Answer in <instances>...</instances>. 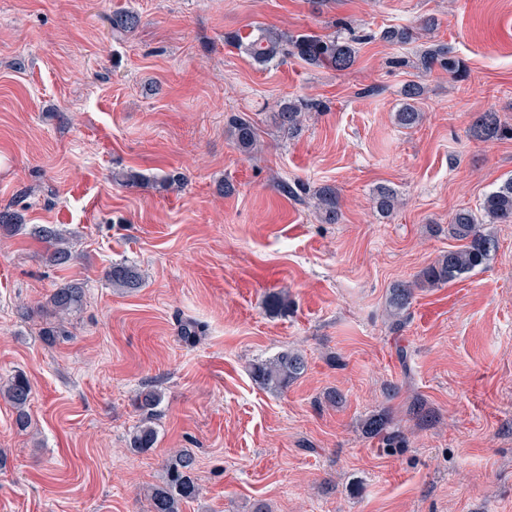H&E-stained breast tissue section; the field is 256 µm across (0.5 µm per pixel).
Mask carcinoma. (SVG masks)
Here are the masks:
<instances>
[{"label": "carcinoma", "instance_id": "carcinoma-1", "mask_svg": "<svg viewBox=\"0 0 512 512\" xmlns=\"http://www.w3.org/2000/svg\"><path fill=\"white\" fill-rule=\"evenodd\" d=\"M112 32L131 33L139 23L137 13L130 10L116 11L110 19ZM382 38L390 43L408 44L417 39V32L410 28L390 29L382 33ZM225 40L243 48L256 64L266 66L273 62L297 57L312 66H326L337 71L351 68L355 63L353 44L360 37L346 40L340 36L321 37L315 34L288 36L274 28H260L258 33L243 34L231 32ZM446 44H433L427 47L419 57L422 69L430 72L440 67L455 72L458 62L449 57ZM319 104L313 101L295 99L284 102L278 111L272 113L271 120L276 128L287 136L298 133L306 112L316 109ZM395 119L402 128H413L423 119L411 103L405 104ZM229 131L240 150L249 153L256 147L257 133L253 120L244 115H234L228 120ZM473 136L477 139H491L512 136V130L502 127L493 112L480 114L472 123ZM376 209L387 215L397 205L396 192L389 187L380 186L375 197ZM316 208L329 224H334L340 216L339 197L336 189L324 186L316 192ZM512 222V178L489 192L480 207V213L469 209L458 210L448 225V236L461 242L457 248L440 256L433 264L424 268L413 281H400L391 288L387 300V310L394 324L409 309L417 288H437L452 282L462 275L483 265L495 249V240L484 231V225ZM23 229L21 216L8 210L0 211V230L15 234ZM47 245L46 260L59 267L70 264L73 255L67 238L53 225L46 224L34 231ZM108 283L125 293L137 291L143 285L139 270L126 263H115L106 271ZM84 289L79 282H71L56 291L48 304L52 313L63 318L78 310L83 303ZM307 368L304 355L298 351L286 349L273 359L253 367L254 381L262 388L279 392L288 384L297 380ZM32 388L27 376L21 372L13 375L5 384L0 385V397L9 403L16 412V425L24 428L29 423L28 407ZM163 400V394L152 385L144 386L134 398L135 407L142 413L143 419L133 431L130 449L143 453L154 448L157 431L154 416ZM390 421L383 415H374L367 421L368 433L382 441L386 447H392L400 435L389 429ZM196 457L192 450L181 449L166 461L162 481L154 486L150 500L152 512H182L184 503L195 499L200 493L199 484L194 476Z\"/></svg>", "mask_w": 512, "mask_h": 512}]
</instances>
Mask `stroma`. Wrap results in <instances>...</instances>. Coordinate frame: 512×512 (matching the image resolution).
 Listing matches in <instances>:
<instances>
[{
	"mask_svg": "<svg viewBox=\"0 0 512 512\" xmlns=\"http://www.w3.org/2000/svg\"><path fill=\"white\" fill-rule=\"evenodd\" d=\"M127 7L138 27L113 34ZM426 17L419 41L381 38ZM341 21L362 37L345 71L262 67L224 41ZM425 43L459 72L419 68ZM411 84L423 120L404 129ZM302 98L323 108L290 139L269 114ZM487 111L512 127V0H0V210L25 220L0 232V383L20 371L32 387L28 428L0 399V512H151L180 448L201 488L183 512H512V224L488 225L486 264L416 290L400 326L386 312L393 284L456 248L455 212L512 177V137L469 133ZM239 113L256 122L249 155L227 133ZM326 185L335 224L312 198ZM42 224L68 237V267L46 262ZM121 261L139 291L108 285ZM74 280L83 304L57 321L47 300ZM287 348L307 370L261 388L253 366ZM146 385L163 393L158 440L136 453ZM381 412L396 447L365 432ZM316 208L329 224H335L340 216L339 197L331 186L321 187L316 192Z\"/></svg>",
	"mask_w": 512,
	"mask_h": 512,
	"instance_id": "1",
	"label": "stroma"
}]
</instances>
